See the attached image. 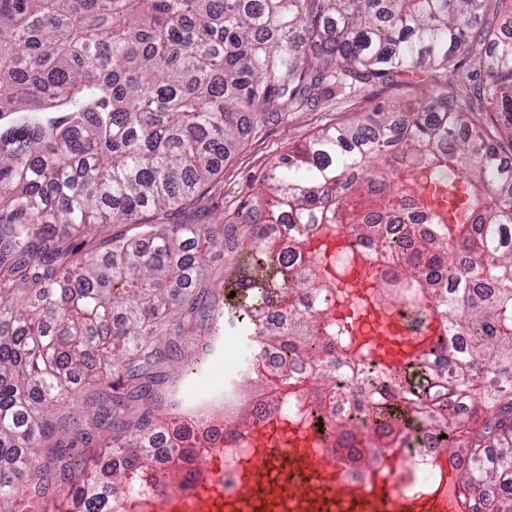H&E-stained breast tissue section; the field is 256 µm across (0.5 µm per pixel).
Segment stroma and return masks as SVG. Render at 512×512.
I'll use <instances>...</instances> for the list:
<instances>
[{"label": "stroma", "instance_id": "stroma-1", "mask_svg": "<svg viewBox=\"0 0 512 512\" xmlns=\"http://www.w3.org/2000/svg\"><path fill=\"white\" fill-rule=\"evenodd\" d=\"M435 89L460 98L469 93L468 86L449 83L445 72L428 67L366 81L351 91L329 87L308 107L270 118L259 131L250 133L224 163L217 179L190 206L172 212L168 221L242 229L250 213L265 207L266 197L262 193L265 179L281 155L304 143L320 128L350 124L356 116L396 100L421 101L427 92ZM244 354L245 341L239 327L225 325L219 348L201 357L198 368H189L177 360L167 363L169 397L190 411L214 404L216 396L224 391L225 365Z\"/></svg>", "mask_w": 512, "mask_h": 512}]
</instances>
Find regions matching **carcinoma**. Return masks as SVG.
<instances>
[{
    "label": "carcinoma",
    "instance_id": "carcinoma-1",
    "mask_svg": "<svg viewBox=\"0 0 512 512\" xmlns=\"http://www.w3.org/2000/svg\"><path fill=\"white\" fill-rule=\"evenodd\" d=\"M484 2L0 0V512L47 505L59 487L82 512H113L178 410L159 366L184 358L183 320L200 318L205 342L190 350L206 354L226 314L283 350L276 368L246 369L251 389H288L305 360L324 368L319 411L341 394L325 368L353 367L354 415L330 441L347 464L379 463L409 414L448 455L461 503L512 512V167L456 97L376 110L280 156L259 231L232 244L247 257L233 306L202 286L224 226L167 223L245 132L330 82L474 53L490 79L471 94L512 141V33L475 34ZM97 224L137 233L65 260L56 227ZM342 255H395L398 269L367 301L338 287ZM396 288L427 313L408 384L332 315L388 309ZM436 351L453 360L446 374L429 366ZM73 402L87 419L55 416ZM104 429L118 462L97 470L81 448Z\"/></svg>",
    "mask_w": 512,
    "mask_h": 512
}]
</instances>
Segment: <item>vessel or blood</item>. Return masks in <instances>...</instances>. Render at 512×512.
Returning a JSON list of instances; mask_svg holds the SVG:
<instances>
[{
  "mask_svg": "<svg viewBox=\"0 0 512 512\" xmlns=\"http://www.w3.org/2000/svg\"><path fill=\"white\" fill-rule=\"evenodd\" d=\"M398 325L396 317L374 313L356 324L355 334L372 337L380 359L400 368L412 348L410 337L395 335ZM249 441L251 458L238 469L237 494H225L221 468L210 465L194 488L168 490L145 512H460L450 466L442 468L440 487L412 495L388 480L342 479L312 432L277 420L250 431Z\"/></svg>",
  "mask_w": 512,
  "mask_h": 512,
  "instance_id": "1",
  "label": "vessel or blood"
}]
</instances>
